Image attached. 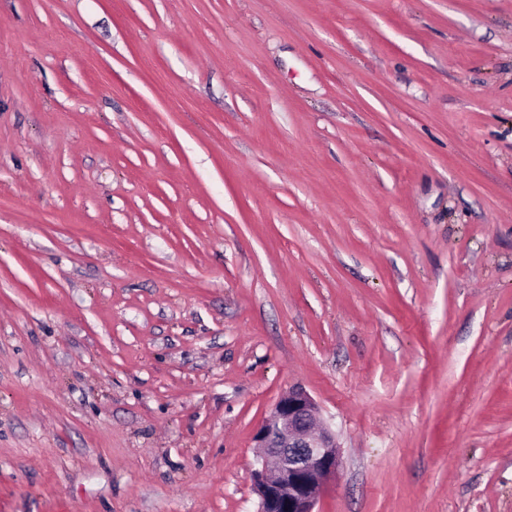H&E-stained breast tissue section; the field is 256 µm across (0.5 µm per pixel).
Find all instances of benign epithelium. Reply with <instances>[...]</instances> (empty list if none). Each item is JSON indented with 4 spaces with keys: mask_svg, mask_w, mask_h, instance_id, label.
Segmentation results:
<instances>
[{
    "mask_svg": "<svg viewBox=\"0 0 512 512\" xmlns=\"http://www.w3.org/2000/svg\"><path fill=\"white\" fill-rule=\"evenodd\" d=\"M303 389L282 394L256 429L253 469L256 512H315L341 465L340 445Z\"/></svg>",
    "mask_w": 512,
    "mask_h": 512,
    "instance_id": "1",
    "label": "benign epithelium"
}]
</instances>
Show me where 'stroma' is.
<instances>
[{
    "mask_svg": "<svg viewBox=\"0 0 512 512\" xmlns=\"http://www.w3.org/2000/svg\"><path fill=\"white\" fill-rule=\"evenodd\" d=\"M512 512V0H0V512ZM319 408L303 389L280 396L256 429L260 448L253 469L256 512H316L328 481L341 465L340 445Z\"/></svg>",
    "mask_w": 512,
    "mask_h": 512,
    "instance_id": "1",
    "label": "stroma"
}]
</instances>
